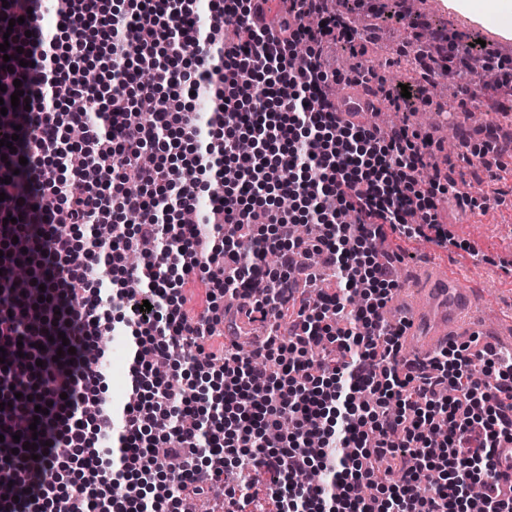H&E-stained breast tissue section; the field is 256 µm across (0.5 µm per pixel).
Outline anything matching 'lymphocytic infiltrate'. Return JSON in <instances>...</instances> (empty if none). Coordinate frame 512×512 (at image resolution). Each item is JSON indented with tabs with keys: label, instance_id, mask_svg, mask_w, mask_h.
<instances>
[{
	"label": "lymphocytic infiltrate",
	"instance_id": "1",
	"mask_svg": "<svg viewBox=\"0 0 512 512\" xmlns=\"http://www.w3.org/2000/svg\"><path fill=\"white\" fill-rule=\"evenodd\" d=\"M408 2L224 0L218 15L237 34L229 44L221 25L200 24L194 0H131L124 11L85 0L58 13L63 42L26 20L40 0L0 7L9 41L0 99L19 88L29 101L9 104L0 125V140L14 136L16 147L0 159L9 203L0 271L24 263L38 282L26 294L0 283V512L75 499L79 512H157L175 492L222 485L241 455L269 474L264 489L278 512H512L499 455L512 444V351L452 342L425 361L403 358L401 329L385 317L400 254L376 247L406 236L471 251L442 213L452 202L476 205L474 190L508 152L512 53ZM401 23L414 75L399 86L362 61L382 25ZM329 45L352 59L350 70L326 64ZM94 60L122 74L119 93L85 83ZM482 68L495 86L482 84ZM352 82L374 84L394 122L340 115L332 88ZM182 85L216 86L220 133L187 162L144 164L148 149L180 153L201 135L195 127L166 144L157 138L176 108L161 91ZM480 96L497 122L457 125ZM144 100L155 112L131 122L128 103ZM422 108L454 126L463 160L407 124ZM66 127L82 141L58 168L47 159ZM213 154L235 173L201 221L223 230L220 246L182 219ZM110 207L139 217L113 225L111 254L158 238L177 247L121 266L111 281L88 279L67 228L102 222ZM299 224L308 237L296 236ZM312 251L335 285L304 295ZM199 270L227 300H250L254 283L266 282L262 303L283 335L248 354L213 347L218 305L194 315L181 294ZM134 281L149 283L152 309L135 331L132 397L117 416L98 396L100 372L72 355L112 333L108 309ZM186 365L203 380L187 394L175 386ZM159 443L165 455L155 454ZM310 471L325 480L300 483Z\"/></svg>",
	"mask_w": 512,
	"mask_h": 512
}]
</instances>
